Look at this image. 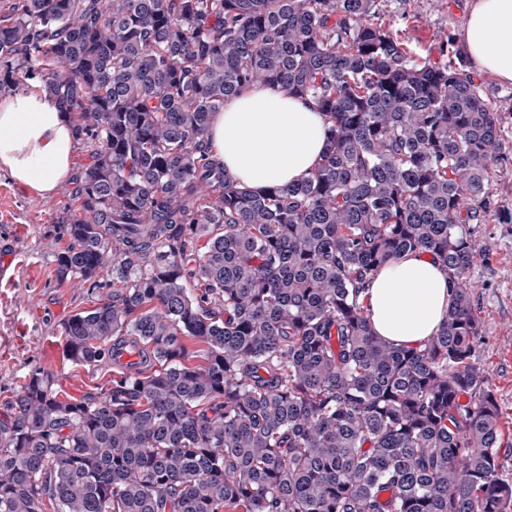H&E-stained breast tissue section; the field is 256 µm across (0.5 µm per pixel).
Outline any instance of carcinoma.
Returning <instances> with one entry per match:
<instances>
[{
    "label": "carcinoma",
    "instance_id": "obj_1",
    "mask_svg": "<svg viewBox=\"0 0 512 512\" xmlns=\"http://www.w3.org/2000/svg\"><path fill=\"white\" fill-rule=\"evenodd\" d=\"M440 52L418 60L377 0H12L0 92L41 76L90 157L59 271L111 275L64 324L68 360L128 342L143 361L80 399L28 375L0 419V512H512L467 280L503 216L499 115L453 34ZM258 82L330 122L310 175L262 192L207 140ZM417 252L452 305L396 347L362 293Z\"/></svg>",
    "mask_w": 512,
    "mask_h": 512
}]
</instances>
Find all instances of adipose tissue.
<instances>
[{
	"mask_svg": "<svg viewBox=\"0 0 512 512\" xmlns=\"http://www.w3.org/2000/svg\"><path fill=\"white\" fill-rule=\"evenodd\" d=\"M461 40L472 68L512 83V0H470ZM326 116L308 99L255 84L214 113L208 138L234 178L261 192L305 179L322 159ZM74 154L69 118L43 95L0 98V167L29 191L47 195L66 179ZM452 284L430 254L383 266L362 295L373 330L415 348L443 327Z\"/></svg>",
	"mask_w": 512,
	"mask_h": 512,
	"instance_id": "ef3b65f1",
	"label": "adipose tissue"
}]
</instances>
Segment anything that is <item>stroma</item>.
<instances>
[{"mask_svg":"<svg viewBox=\"0 0 512 512\" xmlns=\"http://www.w3.org/2000/svg\"><path fill=\"white\" fill-rule=\"evenodd\" d=\"M468 0H378L390 26L424 60L439 61L442 36L459 34ZM473 80L490 92L501 118L499 161L487 188L505 210L512 212V84L488 74ZM69 203L67 188L36 195L0 169V247L10 249L23 273L0 283V417L10 412L28 373L53 374L58 386L79 398L112 377L107 364L84 367L50 354L65 347L64 323L96 304L98 293L74 287L59 274L56 256L69 244L64 233ZM478 249L468 272L471 299L482 322L483 335L475 358L488 374L500 406L502 445L499 472L512 479V223L482 225Z\"/></svg>","mask_w":512,"mask_h":512,"instance_id":"1","label":"stroma"}]
</instances>
